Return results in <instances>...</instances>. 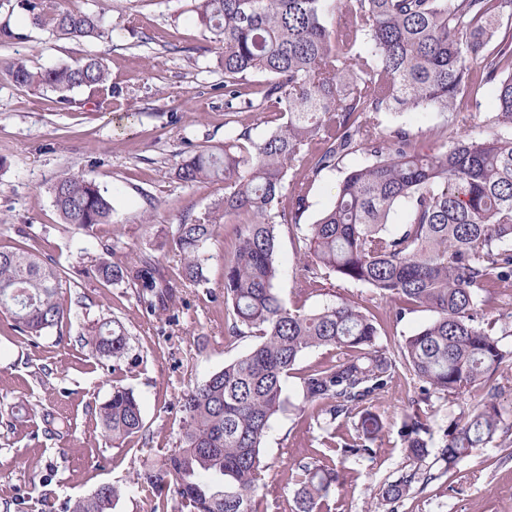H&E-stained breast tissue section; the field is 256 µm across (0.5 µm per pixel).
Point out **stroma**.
<instances>
[{
    "label": "stroma",
    "instance_id": "1",
    "mask_svg": "<svg viewBox=\"0 0 512 512\" xmlns=\"http://www.w3.org/2000/svg\"><path fill=\"white\" fill-rule=\"evenodd\" d=\"M190 0H63L66 8L105 13L107 34L70 41L30 24L23 11L10 22L17 34L0 45V246L26 247L51 259L65 276L60 297L69 314L39 336L20 333L0 319V512H63L66 502L104 484L122 486L114 512H150L133 482L177 447L181 396L255 343L228 332L224 265L234 245L231 224H218L206 246V284L177 288L169 310L149 315L134 289L99 280L95 261L105 249L113 260L147 253L178 280V257L165 239L170 225L202 215L224 196L214 180L187 185L177 162L224 142L227 121L269 132L262 112L224 110V71L210 34L189 10ZM103 58L116 91L112 100L78 89L69 103L47 89L20 87L5 70L17 58L34 70ZM450 114L413 110L385 116L434 147L433 132ZM356 152L312 186L303 224L313 223L333 201L345 172L362 164ZM94 181L115 208L111 223L94 231L62 223L51 187L62 173ZM302 232L282 233L276 288L288 307L312 311L347 298L374 313L389 303L370 289L330 277L316 291L297 292L304 275ZM120 319L132 351L102 359L84 342L87 325ZM133 389L142 405L143 435L122 446L106 443L96 411L113 385ZM419 385L396 376L374 406L385 423L376 455L348 459L332 501L335 512H374L378 489L406 461L398 434ZM321 431L307 414L287 412L264 442L262 474L267 512H293L289 461L313 455ZM398 512H512V435L463 459L457 467L400 504Z\"/></svg>",
    "mask_w": 512,
    "mask_h": 512
}]
</instances>
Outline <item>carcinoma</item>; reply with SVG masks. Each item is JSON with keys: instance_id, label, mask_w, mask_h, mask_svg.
<instances>
[{"instance_id": "1", "label": "carcinoma", "mask_w": 512, "mask_h": 512, "mask_svg": "<svg viewBox=\"0 0 512 512\" xmlns=\"http://www.w3.org/2000/svg\"><path fill=\"white\" fill-rule=\"evenodd\" d=\"M197 20L213 35L224 69L225 111L268 113L273 128L262 137L232 128L222 146L182 158L179 180H224V199L212 210L171 228L181 256L184 286L207 282L204 250L221 219L245 214L234 225L235 247L224 269L229 333L258 339L247 353L182 396L179 445L156 467L137 474L150 512H261L263 442L273 419L292 407L316 410L322 449L288 463L296 512H331L340 483L335 458L373 459L383 421L377 396L403 369L422 383L400 427L409 465L377 493L382 512H397L474 451L512 429V417L492 390L475 398L444 429L430 455L431 427L419 405L484 388L493 372L512 363L501 337L512 336V310L490 320L487 311L512 288V0H194ZM28 12L33 25L59 39L105 34V11L64 9L59 0H0V9ZM7 74L18 86L46 88L60 102L88 88L112 96L101 59L34 71L16 59ZM266 83L237 106L250 78ZM497 85V109L485 137L448 140L423 149L383 114L396 108L454 113L472 89ZM353 152L365 163L339 181L332 204L305 238L307 292L321 276L370 289L402 320L417 309L433 319L396 350L379 344L377 317L343 299L314 311L291 309L276 291V245L299 228L311 187L324 171ZM62 223L90 232L112 223L109 197L92 181L64 173L52 186ZM404 223L392 227L398 207ZM96 275L136 290L146 312L175 296L154 259L101 258ZM63 271L26 248H0V315L19 332L40 336L67 317L59 293ZM86 343L100 357L120 360L130 351L122 321L103 318L86 328ZM329 348L337 358L300 378L296 401L284 382L307 352ZM103 437L116 444L144 428L134 391L112 386L98 407ZM351 424L352 431L340 429ZM121 489L102 485L67 504L66 512H112Z\"/></svg>"}]
</instances>
